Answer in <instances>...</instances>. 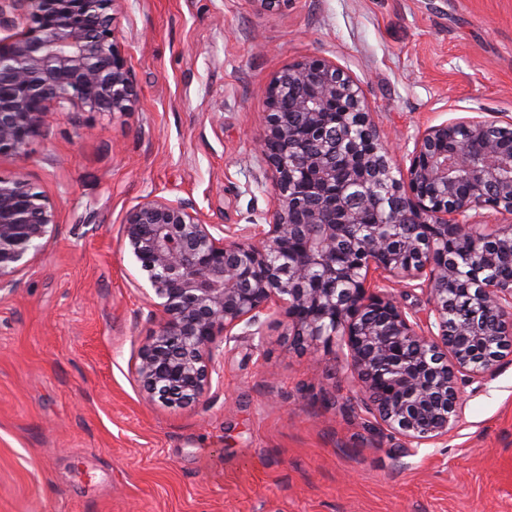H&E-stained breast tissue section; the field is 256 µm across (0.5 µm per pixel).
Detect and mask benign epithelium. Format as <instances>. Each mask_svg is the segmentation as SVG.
<instances>
[{
	"label": "benign epithelium",
	"mask_w": 512,
	"mask_h": 512,
	"mask_svg": "<svg viewBox=\"0 0 512 512\" xmlns=\"http://www.w3.org/2000/svg\"><path fill=\"white\" fill-rule=\"evenodd\" d=\"M124 0H0V155L21 156L52 108L123 113L136 86L115 16ZM255 150L271 175L265 223H206L189 201L147 197L122 239L147 276L158 330L138 352L137 379L169 406L211 383L216 337L263 340L260 315L283 317L292 342L342 353L364 407L408 448L448 436L459 384L512 357V119L426 127L409 165L394 166L362 89L312 56L271 78ZM377 224L357 237L361 209ZM505 223L483 234L474 215ZM55 206L21 177L0 178V293L36 259ZM418 282L421 319L386 292ZM242 327L237 334L234 329Z\"/></svg>",
	"instance_id": "obj_1"
}]
</instances>
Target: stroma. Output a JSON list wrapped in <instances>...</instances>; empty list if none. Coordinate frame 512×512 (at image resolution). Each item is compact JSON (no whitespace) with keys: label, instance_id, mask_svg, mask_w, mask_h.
<instances>
[{"label":"stroma","instance_id":"35a3bbf8","mask_svg":"<svg viewBox=\"0 0 512 512\" xmlns=\"http://www.w3.org/2000/svg\"><path fill=\"white\" fill-rule=\"evenodd\" d=\"M131 112H54L0 156L57 205L56 230L0 297V512H512V361L463 386L446 439L404 450L344 360L291 343L223 345L195 403L150 400L134 371L157 330L121 239L148 196L210 224L273 205L255 151L275 72L308 56L362 86L405 163L419 131L512 118V0H125Z\"/></svg>","mask_w":512,"mask_h":512}]
</instances>
